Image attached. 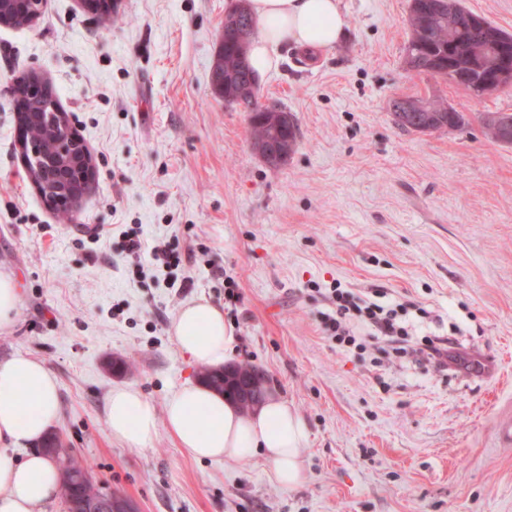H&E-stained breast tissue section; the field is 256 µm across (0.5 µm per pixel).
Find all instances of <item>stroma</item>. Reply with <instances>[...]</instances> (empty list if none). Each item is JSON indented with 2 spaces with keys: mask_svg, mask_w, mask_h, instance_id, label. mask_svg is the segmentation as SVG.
Wrapping results in <instances>:
<instances>
[{
  "mask_svg": "<svg viewBox=\"0 0 512 512\" xmlns=\"http://www.w3.org/2000/svg\"><path fill=\"white\" fill-rule=\"evenodd\" d=\"M224 4L114 0L98 18L47 0L33 26L0 25V272L20 290L0 360L44 362L65 447L140 512H512V447L495 428L512 409V145L478 120L512 113V91L479 99L407 70L410 0H342L338 45L285 46L258 80L260 103L286 108L300 131L274 168L251 146L247 112L210 89ZM30 71L52 80L91 153L68 222L15 144L9 87ZM401 97L445 100L468 123L402 129ZM137 224L183 262H134L121 233ZM336 280L385 289L408 305L410 341L454 338L497 372L440 373L381 342L362 357L336 344L317 293ZM198 298L224 310L233 363L266 373L306 420L302 484L273 482L258 460L189 459L163 427L142 449L112 438V386L160 406L199 381L171 332Z\"/></svg>",
  "mask_w": 512,
  "mask_h": 512,
  "instance_id": "1",
  "label": "stroma"
}]
</instances>
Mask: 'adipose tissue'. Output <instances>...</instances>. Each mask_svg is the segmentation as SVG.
Listing matches in <instances>:
<instances>
[{
	"instance_id": "obj_1",
	"label": "adipose tissue",
	"mask_w": 512,
	"mask_h": 512,
	"mask_svg": "<svg viewBox=\"0 0 512 512\" xmlns=\"http://www.w3.org/2000/svg\"><path fill=\"white\" fill-rule=\"evenodd\" d=\"M249 8L261 30L248 60L260 77L277 67L282 46L329 49L348 26L341 0H249ZM172 333L195 364L218 367L233 355L236 338L224 312L207 299L184 304ZM106 407L114 439L144 444L163 425L191 459L236 463L259 458L279 485L293 487L307 478L302 453L309 427L284 398L270 397L244 413L205 384L189 382L160 408L138 388L116 386ZM60 413L58 384L43 362L24 354L0 361V512H46L56 499L58 472L34 446ZM19 448L25 449L24 457H16Z\"/></svg>"
}]
</instances>
